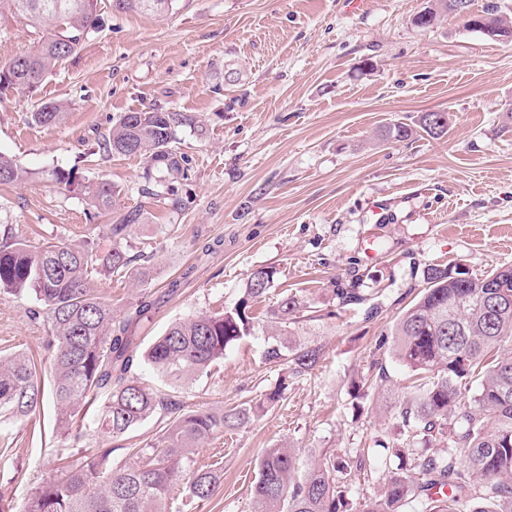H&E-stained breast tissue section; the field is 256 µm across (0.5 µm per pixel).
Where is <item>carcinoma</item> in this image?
Masks as SVG:
<instances>
[{
	"mask_svg": "<svg viewBox=\"0 0 512 512\" xmlns=\"http://www.w3.org/2000/svg\"><path fill=\"white\" fill-rule=\"evenodd\" d=\"M175 0H112L120 12L162 15ZM471 9L472 0H431L413 24L430 28L442 13H455L456 3ZM9 11L46 32L37 48L23 57L19 73L13 60L0 69V91L31 90L101 27L97 0H0V13ZM473 30L512 39V23L486 6L474 12ZM31 120L40 126L60 123L65 108L46 102ZM205 130L203 120L188 112L144 108L121 114L103 136L99 151L143 159L146 197L159 199L158 187L188 177L189 159L176 151L177 129ZM419 127L438 139L448 133V113L424 112ZM410 125L397 122L385 129L396 141L410 138ZM32 172L0 154V182H23ZM97 209L111 214L112 249L100 254L95 244H52L32 248L7 238L0 241V290L32 295L39 304L29 310L45 314L51 336L49 383L41 381L33 361L21 354L0 358V417L24 422L43 402L45 387L57 405L56 427L72 433L73 418L101 390L108 403L97 418L99 434L107 439L124 435L153 414L170 413L176 403L150 390L132 376L144 363L163 377L185 381L202 374L224 358L225 349L253 333L251 303L273 287L276 271L259 268L248 277L242 297L221 314L199 315L172 323L150 346L139 350L132 328L155 305L142 300L118 317L112 303L89 287V272L97 268L124 271L136 260L126 242L133 227L145 224L142 207L115 208L116 188L102 180L80 187ZM425 287L404 310L392 331L391 355L415 377L413 390L394 408L399 437L382 445L398 460L380 494L357 508L349 484L372 466L371 450L352 457L322 452L304 472L293 448L264 450L253 489V512H404L418 501L424 512H512V353L496 354L512 340V268L467 280L456 278V267L429 265ZM343 305L365 300L354 287L338 288ZM302 300L281 297L274 319L281 325L295 317ZM321 359L313 344L287 346L279 341L263 350L270 365H286L292 375L312 371ZM253 405L224 409L200 408L178 414L160 445L137 451L138 460L108 465V456L77 461L62 478L51 480L21 506L19 512H166L171 486H185L189 497L210 499L220 487L212 472L187 475L191 450L204 439L250 424Z\"/></svg>",
	"mask_w": 512,
	"mask_h": 512,
	"instance_id": "cac0c4a2",
	"label": "carcinoma"
}]
</instances>
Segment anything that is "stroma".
Listing matches in <instances>:
<instances>
[{"label":"stroma","instance_id":"35a3bbf8","mask_svg":"<svg viewBox=\"0 0 512 512\" xmlns=\"http://www.w3.org/2000/svg\"><path fill=\"white\" fill-rule=\"evenodd\" d=\"M428 4L367 0L354 12L345 0H176L155 16L98 0L103 25L76 53L35 91L0 93V153L33 173L0 184V236L37 247L88 238L111 249L108 214L51 181L53 169L74 171L83 184L107 180L120 191L117 207L148 211L128 240L131 253L151 257L148 283L127 271L89 275L117 313L157 300L136 330L141 346L173 322L233 306L254 270L277 271L253 304V335L199 378L175 389L149 367L136 370L145 385L176 394L184 411L251 404L288 383L285 399L251 424L194 448L189 472L216 473L219 491L199 502L173 487L168 512H251L264 449H298L305 465L313 453L395 436L391 404L410 379L379 341L423 288L424 268L458 263L481 276L512 267V43L472 31L455 14L415 27ZM41 37L24 18L0 15V66ZM231 70L233 84L224 80ZM45 102L65 106L63 122H32ZM154 105L206 124L202 135L177 131L175 148L190 160L187 180L175 186L177 209L144 196L140 157L96 154L121 113ZM428 111L447 113V135L382 138L387 125L414 124ZM354 281L372 317L335 296ZM287 293L307 305L288 326L289 342L322 349L301 377L262 358ZM35 304L0 293L1 355L46 361L49 328L30 318ZM377 361L390 373L386 387L352 398V381ZM105 402L98 393L84 410L77 441L55 432L49 398L28 426L0 418V501L20 505L80 456L132 461L169 420L156 413L107 442L96 433Z\"/></svg>","mask_w":512,"mask_h":512}]
</instances>
